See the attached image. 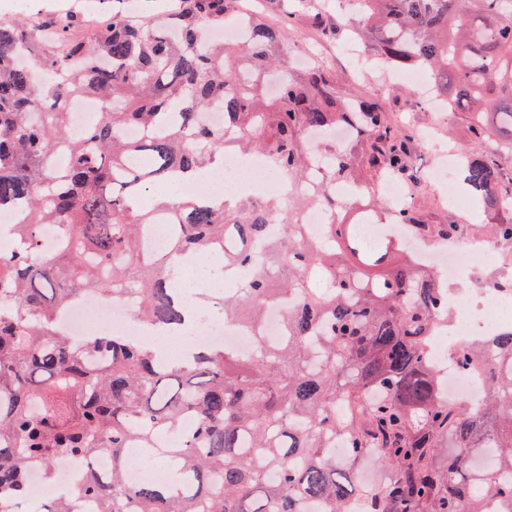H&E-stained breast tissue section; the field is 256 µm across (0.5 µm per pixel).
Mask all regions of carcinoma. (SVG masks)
Segmentation results:
<instances>
[{
    "mask_svg": "<svg viewBox=\"0 0 512 512\" xmlns=\"http://www.w3.org/2000/svg\"><path fill=\"white\" fill-rule=\"evenodd\" d=\"M354 28L394 69L427 71L448 113L476 144L460 157L463 190L505 215L487 238L512 242V0H357ZM249 40L228 45L208 32L238 22L233 0H188L182 10L131 26L121 16L79 36L68 17L0 22V208L25 205L21 250L0 255V512L24 501L30 463L48 479L60 459L89 466L112 453V475L90 472L79 495L98 512H512V328L459 351L481 370L482 408L444 396L428 347L448 315L439 275L407 255L331 224L311 240L304 210H336L331 187L364 182L346 149L332 153L328 188H306L316 159L305 133L352 123L364 165L409 177L399 129L374 102L353 103L324 67L293 72L280 31L248 17ZM93 98L99 121L69 132L64 101ZM218 108L224 126L201 115ZM127 127L140 131L128 141ZM497 144L489 155L479 145ZM266 156L284 175L279 196L203 203L176 195L142 201L158 184L192 179L224 162L228 147ZM69 164H52L58 148ZM167 219L169 250L151 254L149 225ZM432 244L462 237L457 224L399 215ZM285 225L252 266L266 226ZM58 224L67 248L41 252V228ZM224 255V273L247 268L224 296V318L258 326L267 305L294 299L285 336L254 337V351L188 353L160 367L145 342L89 336L80 345L56 330L83 289L131 295L148 326L178 328L192 317L176 296L182 259ZM492 345L495 359L485 358ZM195 426L164 449L180 490L149 478L130 486L124 451ZM341 438L347 454L331 451ZM385 468L377 489L356 482L357 463Z\"/></svg>",
    "mask_w": 512,
    "mask_h": 512,
    "instance_id": "1",
    "label": "carcinoma"
}]
</instances>
